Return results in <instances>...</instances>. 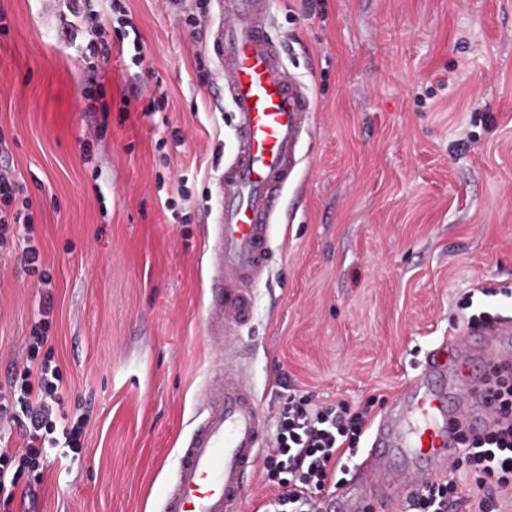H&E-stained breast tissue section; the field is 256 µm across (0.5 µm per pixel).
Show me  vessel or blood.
Segmentation results:
<instances>
[{
    "label": "vessel or blood",
    "instance_id": "b4317fda",
    "mask_svg": "<svg viewBox=\"0 0 512 512\" xmlns=\"http://www.w3.org/2000/svg\"><path fill=\"white\" fill-rule=\"evenodd\" d=\"M219 3L223 20L215 40L238 136L218 185L204 320L209 343L224 355V378L203 393L205 415L181 450L162 512H244V484L269 438L241 362V330L251 318L254 289L269 272L268 232L315 110L307 85L289 71L271 34L267 0ZM497 375H512L511 317L441 341L381 412L361 475L327 495L325 512H364L376 498L396 512L403 498L446 474L460 433L484 431L499 419L490 400Z\"/></svg>",
    "mask_w": 512,
    "mask_h": 512
}]
</instances>
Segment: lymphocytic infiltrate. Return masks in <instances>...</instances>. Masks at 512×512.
Returning a JSON list of instances; mask_svg holds the SVG:
<instances>
[{"label": "lymphocytic infiltrate", "instance_id": "f902f5d3", "mask_svg": "<svg viewBox=\"0 0 512 512\" xmlns=\"http://www.w3.org/2000/svg\"><path fill=\"white\" fill-rule=\"evenodd\" d=\"M71 16L95 34L88 43L90 54H97L98 37L108 25L125 32L132 17L125 0H110L109 14L95 10L93 0H65ZM26 238L18 257L22 270L37 274L39 286L50 285L43 271L40 250L32 238V202L23 193L12 170L0 167V247L14 242L18 232ZM50 307H43L25 339L22 363L13 365L7 382L0 386V430H18L21 446L0 440V495L13 499L18 471L39 466L46 448H76L80 426L67 422L62 413V373L59 366L39 352L48 340ZM495 399L507 416L504 426L480 438L462 437L460 455L452 462L451 478L427 485L404 503L403 512H450L464 504L454 478L455 471L470 477L479 492L475 512H497V495L512 488V378L500 380ZM370 409L352 411L340 400L323 406L311 397L289 399L278 413L276 432L265 452L263 483L274 486L272 499L264 512H319L323 497L342 486L348 472L347 460L368 431Z\"/></svg>", "mask_w": 512, "mask_h": 512}]
</instances>
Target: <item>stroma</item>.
<instances>
[{
	"label": "stroma",
	"instance_id": "35a3bbf8",
	"mask_svg": "<svg viewBox=\"0 0 512 512\" xmlns=\"http://www.w3.org/2000/svg\"><path fill=\"white\" fill-rule=\"evenodd\" d=\"M126 5L144 65L107 32L93 85L89 35L57 0H0V134L52 277L0 251V383L51 302L42 352L85 419L79 453L49 449L35 503L0 512H161L221 362L203 331L208 230L237 127L218 5L200 32L183 20L199 0ZM269 7L316 104L242 330L273 428L295 391L387 403L469 311L512 315V0ZM99 97L107 111L88 110Z\"/></svg>",
	"mask_w": 512,
	"mask_h": 512
}]
</instances>
